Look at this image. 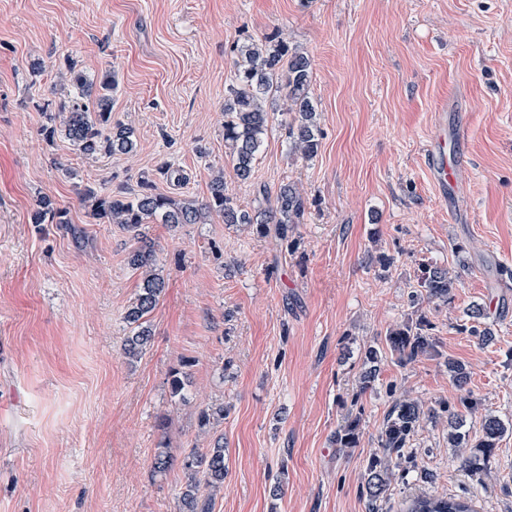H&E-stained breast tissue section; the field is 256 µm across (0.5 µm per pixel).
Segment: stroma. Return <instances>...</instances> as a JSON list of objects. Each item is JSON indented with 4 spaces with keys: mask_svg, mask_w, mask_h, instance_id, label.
Returning a JSON list of instances; mask_svg holds the SVG:
<instances>
[{
    "mask_svg": "<svg viewBox=\"0 0 512 512\" xmlns=\"http://www.w3.org/2000/svg\"><path fill=\"white\" fill-rule=\"evenodd\" d=\"M266 36L311 62L320 146L293 155L273 101L245 183L224 158V94L239 48ZM72 62L115 69L112 120L134 129V153L91 161L44 141ZM443 106L463 160L454 199L422 159ZM164 161L182 181L156 175ZM218 171L247 207L296 184L304 222L285 240L215 214L144 225L165 288L151 341L129 360L138 242L90 218L80 191L134 194L149 173L157 192L202 203ZM43 198L68 223H32ZM425 263L460 276L448 303L420 308L435 354L387 355L360 390L364 344L411 314ZM476 304L489 310L488 346L462 329ZM466 389L483 402L471 437L484 415L512 421V0H0V512H180L183 457L219 437L224 488L198 491L211 512H366L360 489L394 396L434 408ZM218 405L223 420L201 429L200 411ZM354 405L358 443L337 447ZM161 451L173 459L163 474ZM412 452L434 481L396 470L389 512L465 487L478 512H512V430L480 475L460 467L446 419L423 420Z\"/></svg>",
    "mask_w": 512,
    "mask_h": 512,
    "instance_id": "1",
    "label": "stroma"
}]
</instances>
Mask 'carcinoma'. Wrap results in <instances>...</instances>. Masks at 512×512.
Here are the masks:
<instances>
[{
	"label": "carcinoma",
	"mask_w": 512,
	"mask_h": 512,
	"mask_svg": "<svg viewBox=\"0 0 512 512\" xmlns=\"http://www.w3.org/2000/svg\"><path fill=\"white\" fill-rule=\"evenodd\" d=\"M235 78L224 95V147L237 178L246 182L253 175L256 155L274 119L268 110L270 95L287 89L286 111L294 113L288 124V138L292 152L305 159L315 156L320 145L317 112L308 95L310 61L307 56L278 42H252L239 52ZM118 87L116 71L109 68L95 76L71 65L60 75L58 101L55 113L48 116L42 132L52 143L61 136L85 159L103 155L130 154L136 149L132 127L112 124V93ZM84 200L90 203V215L95 220L119 224L139 237V246L129 257V264L140 271L142 284L125 313L130 328L123 351L130 360L137 359L151 339L149 316L157 306L164 289V277L157 263L154 247L141 236V227L153 221L163 224H204L213 215L224 218L226 224H248L265 235L275 229L277 236L288 238L295 225L301 224L307 210L305 195L292 183L279 187L274 200L267 206L246 208L225 193L224 173L214 174L209 185L207 200L198 204L158 193L148 177L140 180V191L129 195L123 191L100 195L88 187ZM35 224H66V211L54 206L49 199L39 203L32 216ZM459 276L444 268L424 264L417 278V290L411 292L410 305L423 302L447 303L458 287ZM482 309L468 311L470 324L463 330L476 337L483 345L494 340L493 330L482 324ZM386 346L403 365L434 351V343L424 333L423 319L408 318L390 328L385 334ZM364 370L359 377L360 390H366L378 375L383 359L379 345L363 347ZM481 400L468 393L458 403L442 405L448 413V445L458 450L461 467L468 471L485 472L490 468L498 441L507 431L502 421L488 415L483 422V438L474 441L462 429L463 419L478 413ZM437 416L433 409L424 410L413 399L393 402L379 434V452L370 458L365 473L364 493L367 512H378L377 502L383 498L400 467L407 449L424 417ZM362 413L348 410L336 431V444L341 448L353 447L360 435ZM188 482L181 492L186 512H210L211 501L198 498L197 476L203 475L210 487H224L226 466L224 441L219 437L213 446L203 452H193L183 462ZM400 512H475L473 498L464 491L456 495L421 494L405 501Z\"/></svg>",
	"instance_id": "1"
}]
</instances>
